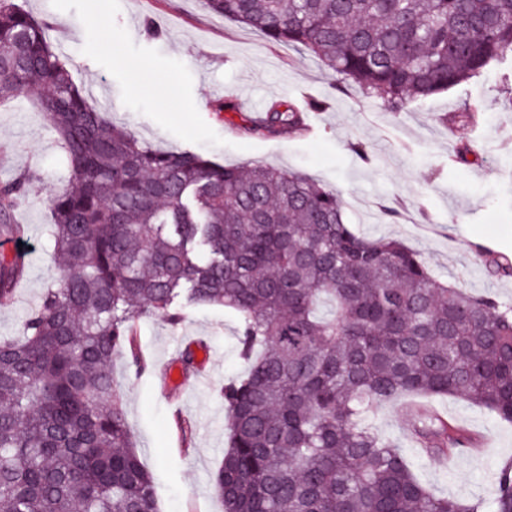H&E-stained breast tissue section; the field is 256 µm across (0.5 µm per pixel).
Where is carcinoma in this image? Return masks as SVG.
<instances>
[{
    "label": "carcinoma",
    "instance_id": "1",
    "mask_svg": "<svg viewBox=\"0 0 512 512\" xmlns=\"http://www.w3.org/2000/svg\"><path fill=\"white\" fill-rule=\"evenodd\" d=\"M207 11L314 54L391 106L512 55V0H203ZM50 26L0 0V107L25 99L57 136L69 181L50 199L59 279L0 337V512H159L112 379L140 373L137 321L175 326L223 306L245 374L220 388L224 512H512V459L490 502L438 496L374 423L408 397H458L512 423V303L435 278L401 241L366 238L340 195L304 174L162 151L78 85ZM286 101L245 125L305 129ZM33 171L0 181V231ZM20 267L0 256V304ZM413 431L437 457L470 438L426 407Z\"/></svg>",
    "mask_w": 512,
    "mask_h": 512
}]
</instances>
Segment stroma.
Here are the masks:
<instances>
[{
	"label": "stroma",
	"instance_id": "obj_1",
	"mask_svg": "<svg viewBox=\"0 0 512 512\" xmlns=\"http://www.w3.org/2000/svg\"><path fill=\"white\" fill-rule=\"evenodd\" d=\"M51 23L50 38L75 81L114 121L165 150H193L234 166L263 164L308 174L336 189L345 221L368 237H396L440 280L512 301V277L485 263V252L512 260V60L490 64L448 91L394 110L352 83L336 84L308 51L205 10L202 0H18ZM274 100L308 105V129L279 138L242 129ZM224 111H214L217 102ZM465 112L478 113L472 125ZM0 180L27 169L39 176L16 219L21 245L0 233V255L24 268L9 305L0 306V337L22 335L44 289L59 275L50 235V197L65 167L55 133L18 104L0 110ZM236 316L217 306L190 309L177 327L138 322L141 373L116 358L112 376L124 399L139 456L154 478L160 512H223L211 486L226 446L219 388L241 376ZM198 355L209 378L169 382L177 352ZM435 407L478 443L442 462L420 453L403 403L376 417L419 480L436 494L491 500L493 472L512 458V423L454 397ZM191 437H183L182 422Z\"/></svg>",
	"mask_w": 512,
	"mask_h": 512
}]
</instances>
